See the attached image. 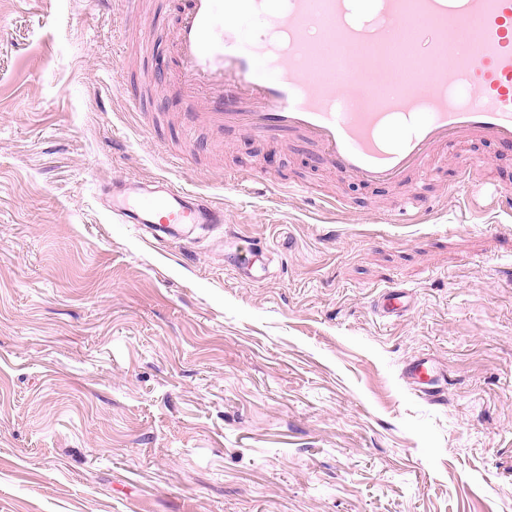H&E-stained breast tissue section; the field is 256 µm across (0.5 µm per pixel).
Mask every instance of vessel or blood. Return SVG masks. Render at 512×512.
Returning <instances> with one entry per match:
<instances>
[{
	"label": "vessel or blood",
	"mask_w": 512,
	"mask_h": 512,
	"mask_svg": "<svg viewBox=\"0 0 512 512\" xmlns=\"http://www.w3.org/2000/svg\"><path fill=\"white\" fill-rule=\"evenodd\" d=\"M375 8L380 24L347 25ZM465 29L468 50L448 46ZM171 78L198 109L182 126L234 128L259 139H300L338 177L371 188L408 184L398 212L425 222L422 182L449 144L489 141L512 153V0H184ZM472 158L460 178L470 198L512 208V191L483 179ZM120 223L157 242L186 240L224 221L207 196L169 183L112 189ZM409 294L385 292L381 316L405 311ZM442 375L431 358L405 366L410 388L430 396Z\"/></svg>",
	"instance_id": "vessel-or-blood-1"
}]
</instances>
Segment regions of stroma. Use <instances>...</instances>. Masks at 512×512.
<instances>
[{
    "label": "stroma",
    "mask_w": 512,
    "mask_h": 512,
    "mask_svg": "<svg viewBox=\"0 0 512 512\" xmlns=\"http://www.w3.org/2000/svg\"><path fill=\"white\" fill-rule=\"evenodd\" d=\"M178 7L0 0V512H512V210L452 162L399 224L405 186L331 178L301 141L185 146L139 50L171 53ZM160 177L223 226L156 247L113 221V182ZM387 287L413 296L392 320ZM419 355L441 397L402 380Z\"/></svg>",
    "instance_id": "35a3bbf8"
}]
</instances>
